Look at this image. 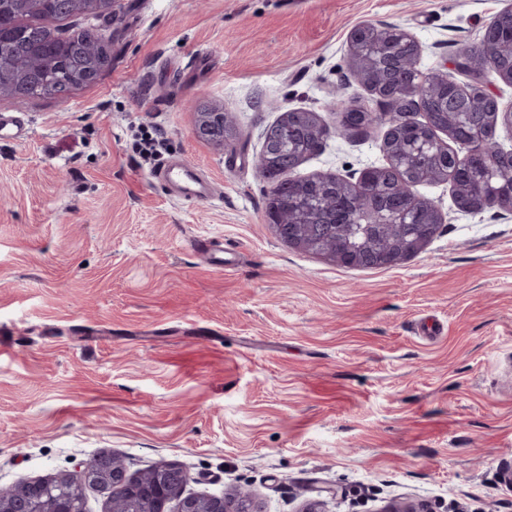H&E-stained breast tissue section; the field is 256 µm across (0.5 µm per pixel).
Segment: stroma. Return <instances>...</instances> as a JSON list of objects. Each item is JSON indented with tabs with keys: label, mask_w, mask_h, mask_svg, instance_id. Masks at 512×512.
<instances>
[{
	"label": "stroma",
	"mask_w": 512,
	"mask_h": 512,
	"mask_svg": "<svg viewBox=\"0 0 512 512\" xmlns=\"http://www.w3.org/2000/svg\"><path fill=\"white\" fill-rule=\"evenodd\" d=\"M512 0H112V62L69 101L0 97V489L78 475L107 452L137 477L185 468L186 493L263 512H512V214L457 211L414 257L354 269L294 249L265 217L261 134L281 113L333 128L373 105L348 35L395 24L417 66L452 65ZM231 116L219 150L195 109ZM205 195L164 191L131 130ZM385 128L331 135L298 175L388 163ZM218 240V270L194 240ZM213 106H199L196 109L195 122L192 128L194 137L199 140L212 144L213 146L224 149V143L231 139V134H225L224 129H217L212 120V114L217 113L213 111ZM151 130L152 132L142 130L137 142L141 158L149 162L157 160L156 158L162 154L166 144L164 137L156 127L151 126Z\"/></svg>",
	"instance_id": "1"
}]
</instances>
